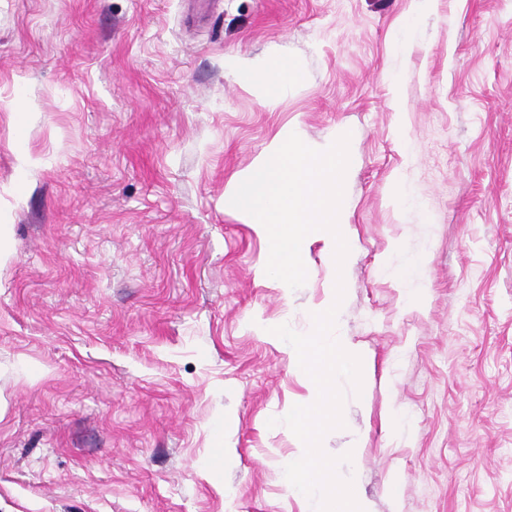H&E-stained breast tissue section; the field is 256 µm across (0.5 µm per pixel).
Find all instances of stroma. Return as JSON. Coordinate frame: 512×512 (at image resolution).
Instances as JSON below:
<instances>
[{
	"label": "stroma",
	"mask_w": 512,
	"mask_h": 512,
	"mask_svg": "<svg viewBox=\"0 0 512 512\" xmlns=\"http://www.w3.org/2000/svg\"><path fill=\"white\" fill-rule=\"evenodd\" d=\"M270 55L273 107L236 72ZM288 130L350 133L352 238L289 291L230 204ZM338 271L366 373L324 451L371 512H512V0H0V512H306L271 329ZM242 74L249 84L256 85L265 93L266 103L275 105L288 81H298L300 73L297 64L282 57L266 58L258 66H247ZM391 273L406 288L408 300L418 303L427 293V280L425 276V259L415 260L409 266H395Z\"/></svg>",
	"instance_id": "stroma-1"
}]
</instances>
